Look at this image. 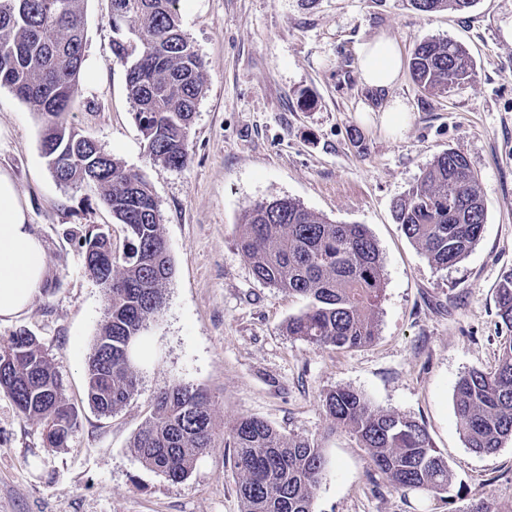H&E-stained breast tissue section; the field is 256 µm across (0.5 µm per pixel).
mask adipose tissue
Here are the masks:
<instances>
[{
    "instance_id": "1",
    "label": "adipose tissue",
    "mask_w": 512,
    "mask_h": 512,
    "mask_svg": "<svg viewBox=\"0 0 512 512\" xmlns=\"http://www.w3.org/2000/svg\"><path fill=\"white\" fill-rule=\"evenodd\" d=\"M361 81L369 89L387 91L401 71L397 43L380 36L365 42L359 54ZM48 272L41 241L31 232L27 209L13 178L0 171V318H14L39 294Z\"/></svg>"
}]
</instances>
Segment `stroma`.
Masks as SVG:
<instances>
[{"label": "stroma", "instance_id": "35a3bbf8", "mask_svg": "<svg viewBox=\"0 0 512 512\" xmlns=\"http://www.w3.org/2000/svg\"><path fill=\"white\" fill-rule=\"evenodd\" d=\"M84 66L69 123L141 173L158 204L173 262L165 307L148 331L137 394L104 417L86 400V362L104 322V288L83 267L85 230L124 232L92 183H58L43 156V119L0 87V170L17 184L48 274L32 305L0 320V343L36 336L78 412L66 447L0 393V512H240L232 449L223 437L179 482L144 467L131 446L156 392L175 380L205 388L218 426L242 416L324 448L331 460L314 512H464L488 500L512 512V441L468 448L454 407L457 381L493 368L508 331L495 289L512 269V0H476L464 13H422L407 0H181V29L205 62L188 138L189 161L149 159L132 119L126 70L112 55L111 0H81ZM403 56L451 39L471 54V82L420 91L409 71L388 94L360 82L359 49L376 36ZM406 103L397 134L382 127L387 98ZM372 109L371 122L360 113ZM478 174L482 236L439 269L404 235L393 205L445 150ZM288 197L375 238L384 289L377 337L356 349H317L288 335L303 300L258 281L236 240L245 207ZM336 388L423 425L454 475V495L393 489L320 398Z\"/></svg>", "mask_w": 512, "mask_h": 512}]
</instances>
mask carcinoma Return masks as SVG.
Listing matches in <instances>:
<instances>
[{
    "label": "carcinoma",
    "mask_w": 512,
    "mask_h": 512,
    "mask_svg": "<svg viewBox=\"0 0 512 512\" xmlns=\"http://www.w3.org/2000/svg\"><path fill=\"white\" fill-rule=\"evenodd\" d=\"M80 0H0V86L10 88L44 119L41 146L62 184L93 182L122 224L123 249L92 230L83 265L104 285L108 306L86 368L88 405L117 413L137 392L138 343L161 314L173 266L158 205L143 176L68 124L79 91L84 19ZM112 53L127 64L133 119L153 161L187 164L188 134L204 92V62L180 28L178 0H111ZM423 13L464 12L474 0H409ZM134 31L140 50L129 58ZM410 71L422 90L446 92L469 82L473 62L452 40L425 41ZM395 219L431 265L459 263L480 240L485 204L480 182L461 153L439 154L420 181L394 203ZM237 247L259 281L307 302L285 329L315 348L353 349L372 343L384 288L378 246L362 224H335L290 198L248 205ZM497 316L512 331V270L496 288ZM19 413L42 425L49 448H62L77 428L58 372L36 338L19 332L0 344V392ZM334 425L349 429L389 484L433 496L453 487L447 461L418 422L373 407L360 393L338 388L321 399ZM467 446L494 453L512 440V336L491 370L472 369L454 392ZM216 423L206 390L174 382L155 397L131 447L141 464L178 482L212 447ZM239 475L242 512H313L328 464L317 444L288 438L267 421L243 416L225 431Z\"/></svg>",
    "instance_id": "1"
}]
</instances>
